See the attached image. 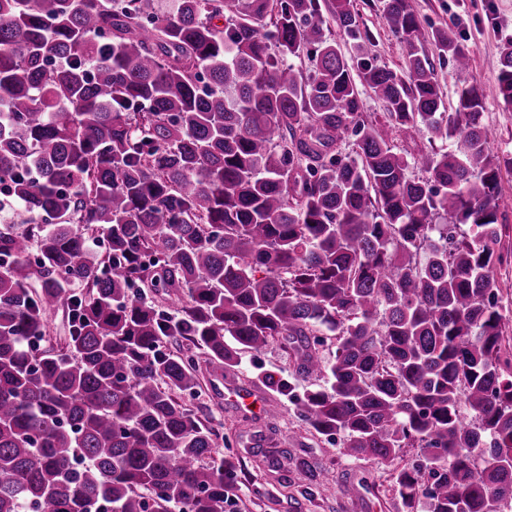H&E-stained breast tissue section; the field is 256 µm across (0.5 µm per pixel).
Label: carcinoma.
I'll use <instances>...</instances> for the list:
<instances>
[{
  "label": "carcinoma",
  "mask_w": 512,
  "mask_h": 512,
  "mask_svg": "<svg viewBox=\"0 0 512 512\" xmlns=\"http://www.w3.org/2000/svg\"><path fill=\"white\" fill-rule=\"evenodd\" d=\"M381 3L398 71L349 64L318 0H0V185L41 218L0 223V512H224L216 430L181 401L196 365L167 343L223 370L276 338L314 381L303 420L343 455L419 449L394 475L403 512L512 509L483 112L512 105V37L496 82L447 112L409 0ZM327 11L369 39L352 0ZM433 43L468 67L453 29ZM420 132L428 146L395 151ZM151 292L187 301L166 313ZM63 303L66 346L42 350Z\"/></svg>",
  "instance_id": "1"
}]
</instances>
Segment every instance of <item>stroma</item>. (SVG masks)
<instances>
[{
    "instance_id": "stroma-1",
    "label": "stroma",
    "mask_w": 512,
    "mask_h": 512,
    "mask_svg": "<svg viewBox=\"0 0 512 512\" xmlns=\"http://www.w3.org/2000/svg\"><path fill=\"white\" fill-rule=\"evenodd\" d=\"M426 32L453 28L471 52L467 70L457 71L445 58H434L442 98L455 111L459 91L467 86H488L499 72V50L504 36L512 34V0H409ZM361 28L371 35L363 47L350 43L335 21L324 27L347 56L376 58L378 64L400 69L403 53L392 37L380 0H354ZM485 122L491 130L492 148L498 156H512V108L496 99L485 101ZM502 214V260L494 274L504 288L501 304L508 316L505 334L512 338V168L502 170L499 196ZM180 350L195 359L201 388L185 396V404L201 420L218 426L222 435L215 459L231 464L235 496L227 512H400L391 489L394 470L416 460L414 449H404L393 462L354 460L340 454V437L320 436L301 420L295 399L303 397L307 383L297 381L294 367L279 342L262 352L244 354L231 371L232 382L266 386L268 378L290 381L287 394H275L276 414L258 416L240 409L227 393L214 388L213 371L202 348L182 342ZM317 463L313 497H306L292 477L300 460Z\"/></svg>"
}]
</instances>
